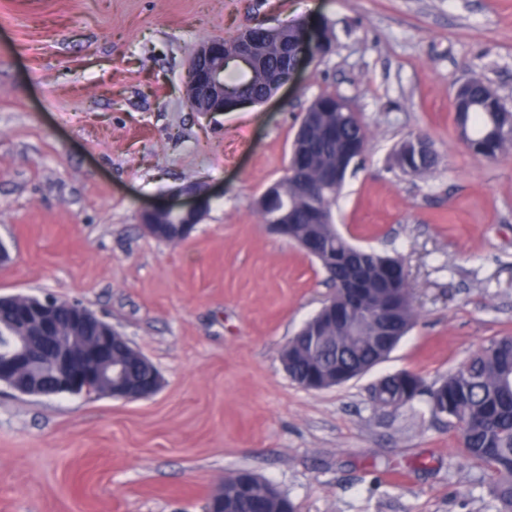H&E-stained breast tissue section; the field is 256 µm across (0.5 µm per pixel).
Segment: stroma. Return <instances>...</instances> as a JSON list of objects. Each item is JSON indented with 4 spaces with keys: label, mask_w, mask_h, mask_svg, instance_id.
<instances>
[{
    "label": "stroma",
    "mask_w": 512,
    "mask_h": 512,
    "mask_svg": "<svg viewBox=\"0 0 512 512\" xmlns=\"http://www.w3.org/2000/svg\"><path fill=\"white\" fill-rule=\"evenodd\" d=\"M287 23L329 24L332 52L264 104L189 109L199 42ZM474 75L512 108V0H0V295L83 303L162 378L134 401L0 385V512H207L241 469L295 512H495L455 424L423 397L371 400L512 335V152L483 160L460 135ZM327 92L368 133L333 222L402 257L418 319L364 375L311 391L279 354L335 288L255 201ZM417 134L436 164L411 176L393 153ZM193 182L213 199L190 236L148 235L141 210Z\"/></svg>",
    "instance_id": "35a3bbf8"
}]
</instances>
